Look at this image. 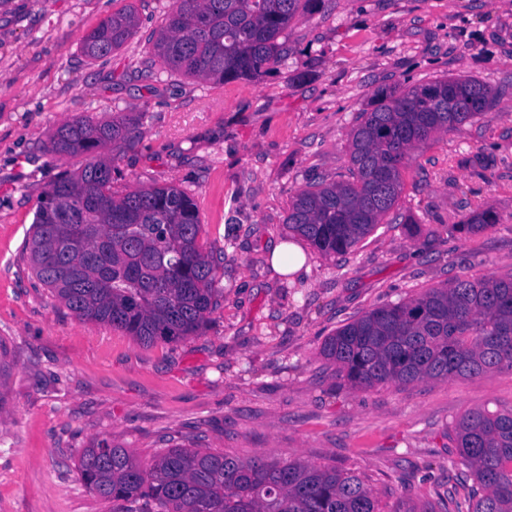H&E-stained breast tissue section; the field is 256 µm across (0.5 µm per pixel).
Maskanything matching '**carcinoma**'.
<instances>
[{
  "label": "carcinoma",
  "instance_id": "carcinoma-1",
  "mask_svg": "<svg viewBox=\"0 0 512 512\" xmlns=\"http://www.w3.org/2000/svg\"><path fill=\"white\" fill-rule=\"evenodd\" d=\"M322 0H174L156 34L154 55L170 71L222 84L273 71L279 38L297 15ZM138 16L129 6L82 39L97 61L130 40ZM475 77H441L382 90L349 140L345 179L312 183L291 201L288 230L324 256L353 252L397 208L401 169L434 135L455 132L495 104ZM133 122L80 116L53 133L60 155L93 154L129 138ZM496 223L490 209L458 228ZM192 196L173 186L112 193V163L98 157L65 171L38 201L27 243L36 277L78 318L106 324L143 344L199 334L216 303L214 267L199 245ZM325 359L353 388L408 385L512 370V276L459 277L418 296L374 307L327 337ZM449 439L462 467L441 512H512V409L470 410ZM85 487L142 512H385L366 480L299 458L242 461L199 448H169L143 467L125 448L98 444L79 459ZM475 485L466 488L462 474Z\"/></svg>",
  "mask_w": 512,
  "mask_h": 512
}]
</instances>
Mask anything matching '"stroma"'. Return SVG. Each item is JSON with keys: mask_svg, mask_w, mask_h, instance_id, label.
I'll return each mask as SVG.
<instances>
[{"mask_svg": "<svg viewBox=\"0 0 512 512\" xmlns=\"http://www.w3.org/2000/svg\"><path fill=\"white\" fill-rule=\"evenodd\" d=\"M136 34L88 60L83 36L125 7ZM172 0H7L0 7V512H112L85 489L84 448L142 465L169 448L242 460L299 457L355 470L390 512H438L465 411L512 408V371L353 389L322 345L373 307L431 286L512 274V0H325L285 31L274 72L221 85L169 74L153 41ZM474 76L488 114L440 134L402 170L398 219L326 258L286 228L293 198L346 173L378 89ZM130 116L112 191L174 186L196 201L218 305L196 336L144 345L77 318L34 274L40 194L87 155L49 149L77 116ZM497 222L459 231L473 211ZM305 256L280 274V242Z\"/></svg>", "mask_w": 512, "mask_h": 512, "instance_id": "stroma-1", "label": "stroma"}]
</instances>
